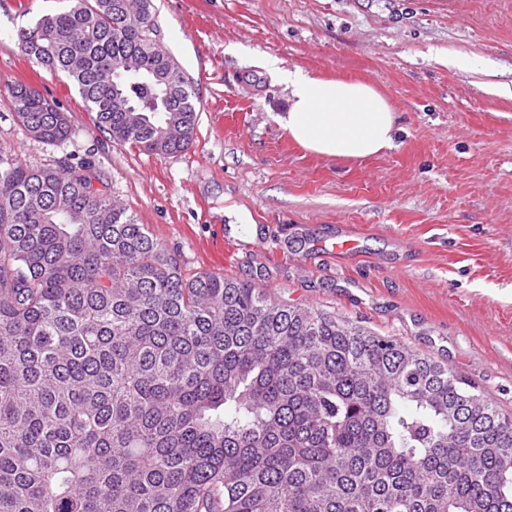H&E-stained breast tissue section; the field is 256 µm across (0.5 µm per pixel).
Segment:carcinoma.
I'll return each instance as SVG.
<instances>
[{
    "mask_svg": "<svg viewBox=\"0 0 512 512\" xmlns=\"http://www.w3.org/2000/svg\"><path fill=\"white\" fill-rule=\"evenodd\" d=\"M128 2L74 0L22 52L113 141L182 153L194 89ZM8 93L68 138L55 100ZM96 180L0 156V512H512V415L346 318L186 279Z\"/></svg>",
    "mask_w": 512,
    "mask_h": 512,
    "instance_id": "cac0c4a2",
    "label": "carcinoma"
}]
</instances>
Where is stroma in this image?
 <instances>
[{"label": "stroma", "mask_w": 512, "mask_h": 512, "mask_svg": "<svg viewBox=\"0 0 512 512\" xmlns=\"http://www.w3.org/2000/svg\"><path fill=\"white\" fill-rule=\"evenodd\" d=\"M70 4L0 0V154L92 161L186 278L223 241L221 275L396 339L512 414V0H154L199 106L176 155L112 141L66 74L24 55L19 30ZM269 56L372 84L398 115L395 147L351 161L293 142ZM16 83L57 100L68 139L29 135ZM347 229L356 251L331 257Z\"/></svg>", "instance_id": "1"}]
</instances>
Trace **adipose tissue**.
I'll list each match as a JSON object with an SVG mask.
<instances>
[{"instance_id": "ef3b65f1", "label": "adipose tissue", "mask_w": 512, "mask_h": 512, "mask_svg": "<svg viewBox=\"0 0 512 512\" xmlns=\"http://www.w3.org/2000/svg\"><path fill=\"white\" fill-rule=\"evenodd\" d=\"M263 65L288 88L290 107L276 120L305 149L328 158L362 160L394 147L400 132L397 116L371 85L287 70L272 57Z\"/></svg>"}]
</instances>
